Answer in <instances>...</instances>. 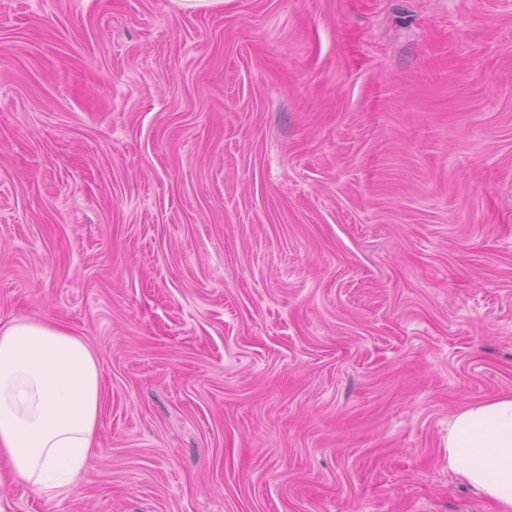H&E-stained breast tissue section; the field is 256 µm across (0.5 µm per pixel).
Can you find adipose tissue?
<instances>
[{"mask_svg":"<svg viewBox=\"0 0 512 512\" xmlns=\"http://www.w3.org/2000/svg\"><path fill=\"white\" fill-rule=\"evenodd\" d=\"M102 387L84 338L19 318L0 326V461L33 490L68 489L88 473ZM448 467L512 512V397L476 402L448 421Z\"/></svg>","mask_w":512,"mask_h":512,"instance_id":"ef3b65f1","label":"adipose tissue"}]
</instances>
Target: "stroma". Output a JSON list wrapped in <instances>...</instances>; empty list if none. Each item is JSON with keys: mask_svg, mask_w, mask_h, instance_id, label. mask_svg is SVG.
Listing matches in <instances>:
<instances>
[{"mask_svg": "<svg viewBox=\"0 0 512 512\" xmlns=\"http://www.w3.org/2000/svg\"><path fill=\"white\" fill-rule=\"evenodd\" d=\"M85 338L92 466L0 512H495L512 0H0V325ZM448 467L512 511V397L471 403L448 421Z\"/></svg>", "mask_w": 512, "mask_h": 512, "instance_id": "35a3bbf8", "label": "stroma"}]
</instances>
